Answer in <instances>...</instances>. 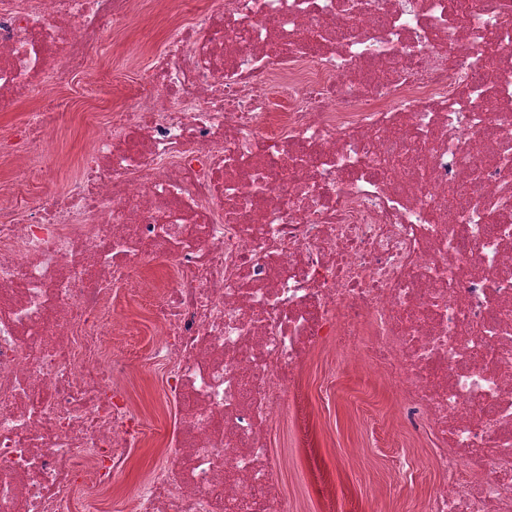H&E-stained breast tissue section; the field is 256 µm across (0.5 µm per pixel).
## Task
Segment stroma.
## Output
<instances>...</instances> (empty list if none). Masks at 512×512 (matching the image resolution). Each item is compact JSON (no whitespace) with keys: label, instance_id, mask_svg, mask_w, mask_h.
<instances>
[{"label":"stroma","instance_id":"35a3bbf8","mask_svg":"<svg viewBox=\"0 0 512 512\" xmlns=\"http://www.w3.org/2000/svg\"><path fill=\"white\" fill-rule=\"evenodd\" d=\"M163 35L159 18L114 37L105 51L119 75L118 94L137 86L149 50ZM310 422L308 444L289 445L283 490L303 512H411L428 488L422 467L399 474L395 459L420 454L423 442L398 420L395 396L368 371L342 360H313L302 378Z\"/></svg>","mask_w":512,"mask_h":512}]
</instances>
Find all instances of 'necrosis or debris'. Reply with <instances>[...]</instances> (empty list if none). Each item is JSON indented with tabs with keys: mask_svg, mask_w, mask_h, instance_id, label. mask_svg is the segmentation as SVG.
I'll return each instance as SVG.
<instances>
[{
	"mask_svg": "<svg viewBox=\"0 0 512 512\" xmlns=\"http://www.w3.org/2000/svg\"><path fill=\"white\" fill-rule=\"evenodd\" d=\"M0 0V512H298L272 432L315 356L433 439L420 512H512V0ZM80 82L76 175L40 165ZM147 315L129 351L126 306ZM162 35L160 19L150 15L149 22L144 26L112 38V44L105 51V60L112 70L119 73L121 82L115 93L116 98H122L130 86H138L141 75L149 64L148 55L152 49L160 46ZM132 59L137 61L136 66L128 68V62Z\"/></svg>",
	"mask_w": 512,
	"mask_h": 512,
	"instance_id": "necrosis-or-debris-1",
	"label": "necrosis or debris"
}]
</instances>
